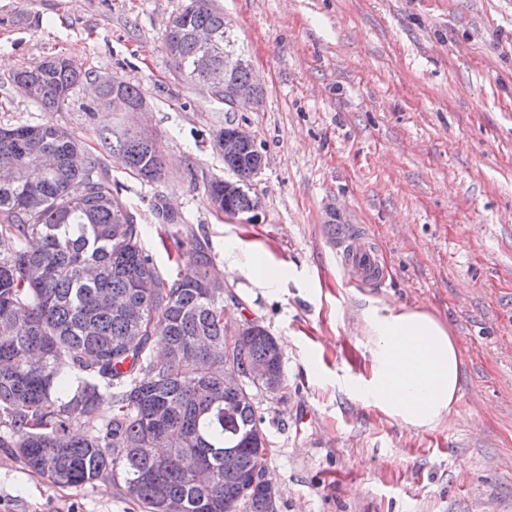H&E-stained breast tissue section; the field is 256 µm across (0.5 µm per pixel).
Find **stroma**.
Here are the masks:
<instances>
[{"label":"stroma","mask_w":512,"mask_h":512,"mask_svg":"<svg viewBox=\"0 0 512 512\" xmlns=\"http://www.w3.org/2000/svg\"><path fill=\"white\" fill-rule=\"evenodd\" d=\"M189 0H0V125L52 121L91 151L131 206L141 242L176 266L155 204L208 240L266 250L284 277L260 288L225 273L229 325L278 340L286 387L251 389L270 440L280 512H512V0H213L262 98L233 109L185 80L165 28ZM62 54L139 85L144 111L99 105L91 85L43 112L10 75ZM242 126L264 167L254 220L210 207L224 177L220 130ZM161 144V180L101 151L104 128ZM376 243L382 284L351 283L331 229ZM421 308L461 352L458 401L431 430L361 400L370 372L362 312ZM0 512H145L110 484L53 486L0 448Z\"/></svg>","instance_id":"1"}]
</instances>
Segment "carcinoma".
<instances>
[{
	"label": "carcinoma",
	"mask_w": 512,
	"mask_h": 512,
	"mask_svg": "<svg viewBox=\"0 0 512 512\" xmlns=\"http://www.w3.org/2000/svg\"><path fill=\"white\" fill-rule=\"evenodd\" d=\"M224 24L211 0H191L176 15L164 47L180 73L209 85L188 32L205 27L223 35ZM227 44L241 53L230 34ZM10 81L43 111L58 112L93 72L60 55L19 69ZM114 92L144 101L138 85L118 77L102 95ZM99 140L124 155L136 177L161 178L156 139L105 128ZM45 152L56 167L42 171ZM257 152L254 144L241 146L233 164L242 192L225 208L242 211L256 197ZM0 169L9 172L0 179V233L16 241L0 256V448L54 486L110 482L148 512H163L167 501L179 512H270L263 496L245 492L259 449L269 444L247 371L266 361L284 386L283 354L274 336L259 332L224 356V297L204 288L214 267L205 239L182 237L181 218L157 202L163 235L193 253L176 274L160 272L101 157L49 120L0 127ZM31 238L41 242L36 251L27 248ZM226 368L245 382L230 417ZM105 406L109 420L82 427ZM186 456L210 468L214 482L193 483L181 466Z\"/></svg>",
	"instance_id": "1"
}]
</instances>
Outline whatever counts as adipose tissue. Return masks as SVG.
<instances>
[{
	"instance_id": "obj_1",
	"label": "adipose tissue",
	"mask_w": 512,
	"mask_h": 512,
	"mask_svg": "<svg viewBox=\"0 0 512 512\" xmlns=\"http://www.w3.org/2000/svg\"><path fill=\"white\" fill-rule=\"evenodd\" d=\"M240 248L228 245L224 262L254 285L272 288L281 271L263 252L252 250L239 260ZM364 328L372 340L368 377L358 385L360 397L391 418L415 429H432L459 398L461 353L448 328L420 309L369 308Z\"/></svg>"
}]
</instances>
